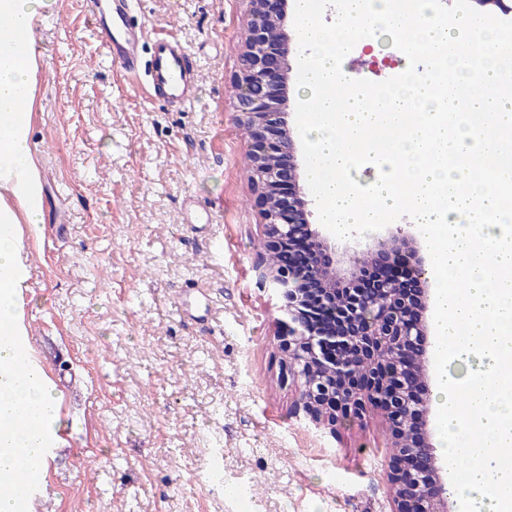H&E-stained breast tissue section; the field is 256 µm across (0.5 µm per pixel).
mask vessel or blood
<instances>
[{"mask_svg": "<svg viewBox=\"0 0 512 512\" xmlns=\"http://www.w3.org/2000/svg\"><path fill=\"white\" fill-rule=\"evenodd\" d=\"M92 25L106 37L112 62L124 73H145L150 98L168 108L193 100L199 89L198 67L180 39L147 30L136 21L131 0H92Z\"/></svg>", "mask_w": 512, "mask_h": 512, "instance_id": "b4317fda", "label": "vessel or blood"}]
</instances>
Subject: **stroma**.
<instances>
[{
	"label": "stroma",
	"instance_id": "stroma-1",
	"mask_svg": "<svg viewBox=\"0 0 512 512\" xmlns=\"http://www.w3.org/2000/svg\"><path fill=\"white\" fill-rule=\"evenodd\" d=\"M134 8L197 62L178 110L113 65L87 0H50L37 29L31 137L66 220L23 239L24 312L64 432L33 512H394L381 412L315 428L282 367L234 110L247 0ZM349 56L373 81L404 67L385 34Z\"/></svg>",
	"mask_w": 512,
	"mask_h": 512
}]
</instances>
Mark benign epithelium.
Wrapping results in <instances>:
<instances>
[{
    "instance_id": "benign-epithelium-1",
    "label": "benign epithelium",
    "mask_w": 512,
    "mask_h": 512,
    "mask_svg": "<svg viewBox=\"0 0 512 512\" xmlns=\"http://www.w3.org/2000/svg\"><path fill=\"white\" fill-rule=\"evenodd\" d=\"M250 22L234 77L235 111L252 141L251 185L261 205L262 283L284 300L280 351L300 382L299 404L318 426L380 408L394 440L389 479L396 512H451L453 493L431 441L425 377L428 289L416 239L389 227L363 260L346 265L313 228L286 120L299 44L286 29L288 0H248ZM276 254L279 260L271 262ZM377 272L369 288L362 270ZM366 367L363 385L350 380Z\"/></svg>"
}]
</instances>
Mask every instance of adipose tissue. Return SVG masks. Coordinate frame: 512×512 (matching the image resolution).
Masks as SVG:
<instances>
[{
    "instance_id": "1",
    "label": "adipose tissue",
    "mask_w": 512,
    "mask_h": 512,
    "mask_svg": "<svg viewBox=\"0 0 512 512\" xmlns=\"http://www.w3.org/2000/svg\"><path fill=\"white\" fill-rule=\"evenodd\" d=\"M44 0H0V512H17L28 472L42 469L61 421L57 392L36 360L20 361L27 334L24 235L40 236L42 186L30 144L39 64L30 47Z\"/></svg>"
}]
</instances>
